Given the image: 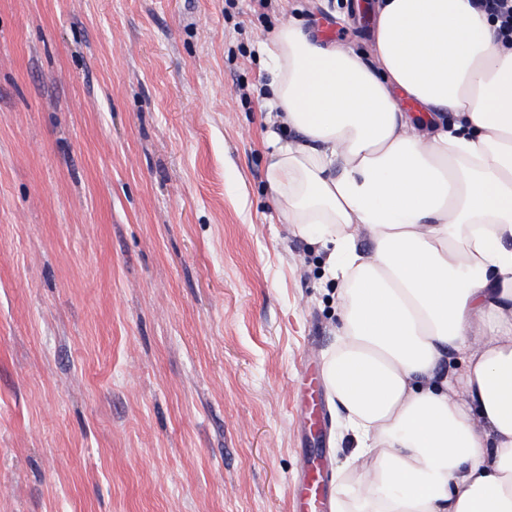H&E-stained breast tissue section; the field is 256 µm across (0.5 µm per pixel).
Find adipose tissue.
<instances>
[{
  "label": "adipose tissue",
  "instance_id": "adipose-tissue-1",
  "mask_svg": "<svg viewBox=\"0 0 512 512\" xmlns=\"http://www.w3.org/2000/svg\"><path fill=\"white\" fill-rule=\"evenodd\" d=\"M372 39L266 48L299 135L264 141L271 197L340 285L323 375L362 479L331 512H512V48L471 0H379Z\"/></svg>",
  "mask_w": 512,
  "mask_h": 512
}]
</instances>
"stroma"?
Masks as SVG:
<instances>
[{
	"mask_svg": "<svg viewBox=\"0 0 512 512\" xmlns=\"http://www.w3.org/2000/svg\"><path fill=\"white\" fill-rule=\"evenodd\" d=\"M376 0H0V512H296L347 465L326 254L266 179L261 50ZM302 491L299 512H323V502L319 489V475L310 472Z\"/></svg>",
	"mask_w": 512,
	"mask_h": 512,
	"instance_id": "35a3bbf8",
	"label": "stroma"
}]
</instances>
